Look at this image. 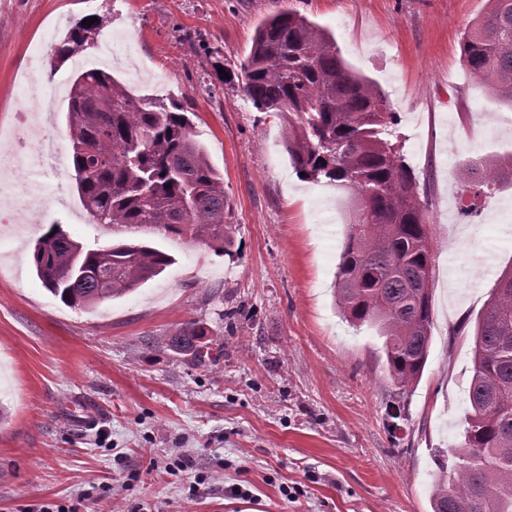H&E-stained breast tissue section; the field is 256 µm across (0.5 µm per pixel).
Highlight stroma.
Here are the masks:
<instances>
[{"label":"stroma","mask_w":512,"mask_h":512,"mask_svg":"<svg viewBox=\"0 0 512 512\" xmlns=\"http://www.w3.org/2000/svg\"><path fill=\"white\" fill-rule=\"evenodd\" d=\"M333 35L345 60L384 92L401 122L407 162L427 188L436 254L431 355L400 393L375 329L351 327L335 305L349 222L343 189L302 180L284 149L287 120L256 111L221 79L278 0H0V149L34 112L60 147L61 192L0 227V512L34 503L79 512H430L434 454L459 444L472 368L470 331L512 267V185L480 216L462 217L468 159L512 151V109L460 58L461 32L487 0H291ZM96 17L79 59L138 96L189 100L195 137L224 176L235 224L231 255L189 236L154 234L175 258L162 276L95 310L64 306L31 269L35 239L59 224L83 244L111 241L69 177L66 100L35 96L30 78L68 81L52 45ZM199 34L191 46L183 31ZM78 59V60H79ZM196 319L224 341L211 370L165 338ZM93 407L92 424L71 405ZM185 458L172 475L166 460ZM208 480L196 496L194 476ZM241 482L248 499L225 497ZM104 498L82 500L95 486ZM300 488L295 501L283 490Z\"/></svg>","instance_id":"stroma-1"}]
</instances>
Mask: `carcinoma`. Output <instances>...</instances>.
<instances>
[{
	"label": "carcinoma",
	"instance_id": "carcinoma-1",
	"mask_svg": "<svg viewBox=\"0 0 512 512\" xmlns=\"http://www.w3.org/2000/svg\"><path fill=\"white\" fill-rule=\"evenodd\" d=\"M489 2V12L461 37L460 55L512 107V0ZM90 33L85 24L74 28L52 46V56L70 59ZM230 79L257 111L288 116L284 146L296 173L355 196L337 264V305L351 326L377 329L390 377L407 391L429 361L435 254L417 177L392 142L397 113L345 61L333 36L293 8L256 25ZM69 83L71 177L93 223L114 232L189 233L231 253L224 176L194 139L187 110L134 96L110 71L79 70ZM511 176L496 162L469 161L463 214L479 215L481 201ZM174 262L147 239L85 246L60 226L39 237L30 253L43 286L84 311L124 297ZM473 341L466 427L458 446L435 454L431 512H512V268L491 289ZM166 346L208 368L222 357L224 343L191 319Z\"/></svg>",
	"mask_w": 512,
	"mask_h": 512
}]
</instances>
